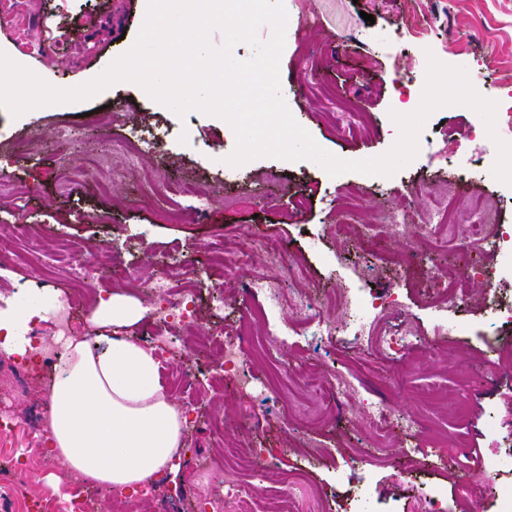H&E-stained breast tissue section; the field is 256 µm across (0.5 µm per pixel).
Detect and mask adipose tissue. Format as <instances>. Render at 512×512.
Here are the masks:
<instances>
[{"label":"adipose tissue","instance_id":"1","mask_svg":"<svg viewBox=\"0 0 512 512\" xmlns=\"http://www.w3.org/2000/svg\"><path fill=\"white\" fill-rule=\"evenodd\" d=\"M54 291L22 294L0 303V351L27 359L36 349L26 337L44 320L43 303ZM139 303L127 296L99 300L95 326L130 327L141 320ZM49 428L54 453L86 480L137 491L174 468L185 419L160 380L153 350L128 336H100L95 343L68 339L51 386Z\"/></svg>","mask_w":512,"mask_h":512}]
</instances>
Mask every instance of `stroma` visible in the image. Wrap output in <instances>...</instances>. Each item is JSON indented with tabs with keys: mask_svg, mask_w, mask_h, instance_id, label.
<instances>
[{
	"mask_svg": "<svg viewBox=\"0 0 512 512\" xmlns=\"http://www.w3.org/2000/svg\"><path fill=\"white\" fill-rule=\"evenodd\" d=\"M284 5L281 96L316 144L339 159L359 161L392 146L398 128L389 113L418 107V99L403 103L399 97L424 83L427 53L448 65L482 69L483 95L489 99L502 82L512 81V0H284ZM146 9V0H0V50L53 86L71 88L99 75L133 46ZM414 16L427 27L425 40L398 24ZM494 56L504 67L486 69ZM340 103L367 114V131L349 136L337 130ZM75 123L110 141L123 140L134 127L159 137L160 149L144 154L142 168L170 185L196 179L211 195L209 208L184 212L177 223L162 220L164 201L146 204L144 185L128 174L127 158L110 149L101 153L117 173L110 195H98L89 182L58 189L60 163L74 169L85 163L87 152L78 144L55 149L62 130ZM483 126L466 106L436 110L422 130L429 145L420 146L401 176L427 184L457 180L468 190L491 191L493 179L472 160L476 143L458 140L451 166L433 151L449 131ZM228 129L222 119L199 112L178 117L126 81L89 100L43 106L17 118L0 107V142L34 133L42 142L35 153L0 154V181L22 189L16 196L0 195V244L16 257L0 267V300L22 287L55 290L76 301L74 332L91 339L96 331L86 296L120 293L148 304L152 259L176 245L192 256L200 287L196 317L190 334L180 335L176 351L162 363L166 372L192 376L190 386L169 391L186 419L181 468L164 473L154 491L170 512H213L214 489L251 481L243 456L247 448L258 449L274 470L252 512H271L283 497L291 512H345L362 494L364 512H426L434 488L442 493L443 512H499L498 485L512 479V330L499 326L493 307L498 300L512 301V275L503 277L491 300L480 283L467 280L464 268L439 265L433 255L424 264H411L410 238L388 230L363 251L358 229L342 238L330 236L324 227L342 218L344 184L365 181L364 208L371 216L397 206L392 183L359 172L332 176L308 159L207 165L206 155L233 152L236 140ZM262 234L281 240L286 261L307 266L305 277L283 280L282 288L307 293L314 302L332 289L352 303L391 291L397 309L385 328L413 320L425 344L410 350L406 360L392 361L375 355L348 329L313 341L294 335L287 386L268 389L270 363L256 357L249 370L264 387L263 395L234 389L229 372L223 392L209 390L207 382L220 370L221 359L200 357L194 347L218 327L228 336L240 332L251 308L262 302L247 286L267 265L257 253L250 265L221 268L213 265L211 252L220 242L249 248ZM63 248L77 251L91 270L82 290H74L52 261ZM447 274L463 280L467 289L450 315L430 302L439 277ZM219 286L224 302L216 306L212 296ZM447 320L459 324L458 335H438ZM310 370L325 380L336 375L354 384L338 407L314 424L296 411L303 375ZM19 377L25 395L13 406L14 451L29 457L22 483L25 490L65 506L70 499L62 479L66 467L50 448L31 454L25 421L48 400L47 377L40 366L19 363L0 368V387ZM374 403L393 415L416 417L417 434L410 437L398 428L377 434L368 413ZM200 458L214 460V467H197ZM480 470H497L501 477L480 484L474 478Z\"/></svg>",
	"mask_w": 512,
	"mask_h": 512,
	"instance_id": "stroma-1",
	"label": "stroma"
}]
</instances>
